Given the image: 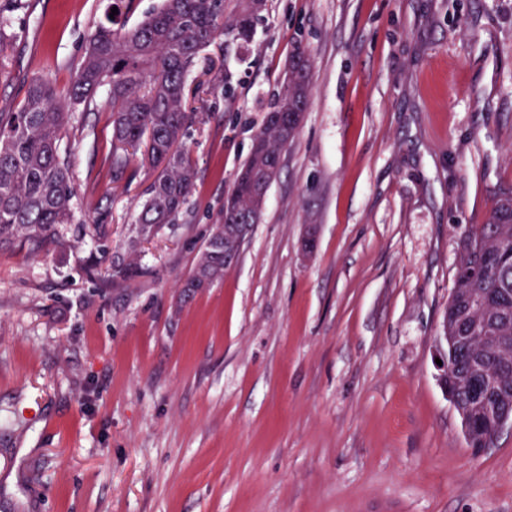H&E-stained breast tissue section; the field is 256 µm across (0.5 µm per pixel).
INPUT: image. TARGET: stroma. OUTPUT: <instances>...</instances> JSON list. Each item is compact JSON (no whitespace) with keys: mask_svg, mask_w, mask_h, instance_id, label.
<instances>
[{"mask_svg":"<svg viewBox=\"0 0 512 512\" xmlns=\"http://www.w3.org/2000/svg\"><path fill=\"white\" fill-rule=\"evenodd\" d=\"M111 4L0 0V112L36 77L66 93ZM299 48L310 100L260 219L181 300ZM196 68L175 223L133 240L154 173L113 185L104 88L69 110L58 245L0 250V512H512V429L468 448L435 365L460 227L512 191V0H267Z\"/></svg>","mask_w":512,"mask_h":512,"instance_id":"stroma-1","label":"stroma"}]
</instances>
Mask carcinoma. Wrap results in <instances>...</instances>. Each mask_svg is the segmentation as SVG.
<instances>
[{
  "instance_id": "1",
  "label": "carcinoma",
  "mask_w": 512,
  "mask_h": 512,
  "mask_svg": "<svg viewBox=\"0 0 512 512\" xmlns=\"http://www.w3.org/2000/svg\"><path fill=\"white\" fill-rule=\"evenodd\" d=\"M132 4L112 0L118 14L88 35L67 96L72 105L89 109L98 91L110 88L112 182L130 177L131 158L140 149L141 164L157 172L145 189L135 228L137 236L149 237L176 219L195 186L191 162L177 149L192 119L188 75L217 39L247 44L266 3L233 0L227 11L224 0H162L128 27L120 18ZM309 69V58L296 50L288 63L287 89L274 111H306ZM64 109L54 85L37 77L16 111L0 112V247L19 240L38 253L56 241L57 225L70 223L71 161L61 148ZM286 147L281 130L265 120L227 197L233 209L223 212L209 240H224V225L246 222L259 207L249 186L276 179L274 167ZM226 268L224 250L205 248L192 276L212 284ZM442 323L448 384L457 409L472 424L470 446L481 448L495 418L512 413V347L493 349L478 339L486 327L512 336L511 193L500 194L484 222L472 225L459 245Z\"/></svg>"
}]
</instances>
